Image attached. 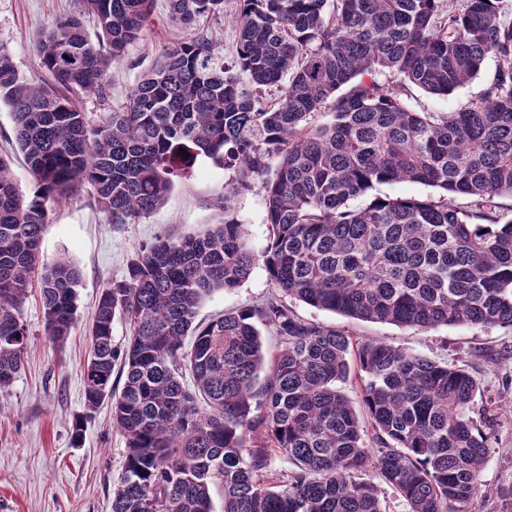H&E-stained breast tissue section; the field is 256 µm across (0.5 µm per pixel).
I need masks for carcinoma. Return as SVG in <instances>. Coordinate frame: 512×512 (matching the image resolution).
<instances>
[{
	"instance_id": "obj_1",
	"label": "carcinoma",
	"mask_w": 512,
	"mask_h": 512,
	"mask_svg": "<svg viewBox=\"0 0 512 512\" xmlns=\"http://www.w3.org/2000/svg\"><path fill=\"white\" fill-rule=\"evenodd\" d=\"M38 41L46 78L30 82L0 44V103L33 189L0 156V389L23 366L20 308L38 286L46 335L76 322L80 272L40 256L49 211L94 187L113 224L154 212L204 156L234 171L224 219L146 244L103 288L84 368L85 421L106 399L125 440L112 512H381L386 486L406 512H471L491 448L468 371L402 348L355 341L307 320L294 300L345 318L434 330H512V9L506 0H237L232 61L192 35L158 51L125 108L91 128L79 100L100 91L140 38L155 0H80ZM187 29L224 0H168ZM93 20L91 40L82 18ZM492 57L483 94L458 112H418L414 86L446 96ZM282 88L269 102L268 86ZM331 106L332 119L314 113ZM186 153L179 152V149ZM261 181L269 236L253 249L234 197ZM412 182L439 199L372 197ZM261 265L263 303L195 322L202 301ZM127 346L112 347L116 318ZM280 342L265 376L256 324ZM193 337L190 350L184 339ZM359 371L358 415L338 387ZM124 378L114 387L113 371ZM190 371L195 388L182 382ZM283 460L285 470L273 465Z\"/></svg>"
}]
</instances>
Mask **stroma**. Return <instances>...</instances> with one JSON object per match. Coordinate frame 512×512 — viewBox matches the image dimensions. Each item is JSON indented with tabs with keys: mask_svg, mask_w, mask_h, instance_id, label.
Listing matches in <instances>:
<instances>
[{
	"mask_svg": "<svg viewBox=\"0 0 512 512\" xmlns=\"http://www.w3.org/2000/svg\"><path fill=\"white\" fill-rule=\"evenodd\" d=\"M80 10L78 0H0V44L10 52L19 74L40 80L43 71L36 51L40 33L60 15ZM235 5L227 0L219 17H203L197 30L206 35L226 59L236 54ZM187 35L174 21L166 0H156L154 12L140 40L130 44L123 60L112 66L102 91L80 101L90 126L105 123L120 108L156 57L158 47ZM495 72L487 59L481 74L439 97L409 88L405 98L413 109L455 112L485 89ZM233 171L203 158L176 180L165 203L134 224H113L93 202L90 185H82L67 201L54 207L43 237L41 257L52 261L67 255L79 268L77 319L63 343L51 342L38 293L21 308L29 341L24 368L7 388L0 389V512H111L112 491L122 475L125 444L112 426V403L104 401L93 412L84 407V365L89 333L99 294L107 284L123 279L129 262L156 237L193 235L220 223L218 202ZM236 211L246 237L261 249L268 235L266 197L260 185L240 190ZM272 292L264 268H254L238 288L207 297L202 320L261 303ZM296 312L316 323L348 330L355 338L391 344L472 373L480 382L476 407L494 405L496 420L489 431L491 448L480 473L489 489L475 499L473 512H512V330L499 327L449 326L429 332L389 324L362 322L295 303ZM86 416L81 442L71 436L78 416Z\"/></svg>",
	"mask_w": 512,
	"mask_h": 512,
	"instance_id": "1",
	"label": "stroma"
}]
</instances>
